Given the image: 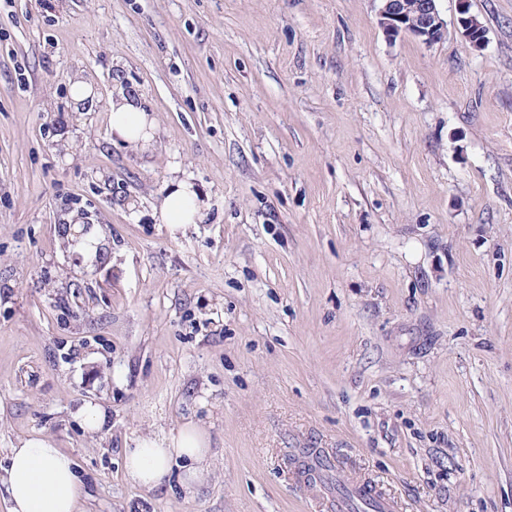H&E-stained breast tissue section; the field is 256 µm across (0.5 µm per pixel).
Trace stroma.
<instances>
[{"mask_svg": "<svg viewBox=\"0 0 512 512\" xmlns=\"http://www.w3.org/2000/svg\"><path fill=\"white\" fill-rule=\"evenodd\" d=\"M379 7L0 6V472L47 437L81 512H336L290 471L325 451L396 512H512V0H469L479 49L457 0L432 46ZM121 89L147 151L112 140ZM185 176L207 207L172 234ZM189 421L210 479L129 484L125 449ZM459 3V17L457 23L461 30L463 37L470 43V45L479 49L483 46L487 31L476 15L470 13L469 0H457ZM143 107L140 100L119 90L112 98L110 126L114 137L132 148L146 151L151 146L157 126L156 117ZM205 206L191 180L176 178L154 206L153 217L175 233L185 224H196Z\"/></svg>", "mask_w": 512, "mask_h": 512, "instance_id": "1", "label": "stroma"}]
</instances>
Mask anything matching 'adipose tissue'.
Wrapping results in <instances>:
<instances>
[{
  "label": "adipose tissue",
  "mask_w": 512,
  "mask_h": 512,
  "mask_svg": "<svg viewBox=\"0 0 512 512\" xmlns=\"http://www.w3.org/2000/svg\"><path fill=\"white\" fill-rule=\"evenodd\" d=\"M110 126L114 137L132 148L145 151L151 146L156 118L134 95L118 91L112 100ZM205 208L189 179H174L153 210L158 223L177 231L193 224ZM208 440L194 424L177 433L141 439L125 452V477L135 486L151 489L169 475L173 464H182V485L191 491L209 473ZM0 496L10 504L9 512H80L86 490L72 458L45 437L29 438L11 449L5 478H0Z\"/></svg>",
  "instance_id": "ef3b65f1"
}]
</instances>
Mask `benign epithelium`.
Instances as JSON below:
<instances>
[{"instance_id":"1","label":"benign epithelium","mask_w":512,"mask_h":512,"mask_svg":"<svg viewBox=\"0 0 512 512\" xmlns=\"http://www.w3.org/2000/svg\"><path fill=\"white\" fill-rule=\"evenodd\" d=\"M458 3L457 23L461 34L473 48L479 49L486 40V28L470 13L469 0H458ZM378 24L390 37L409 34L428 46L441 42L447 35L437 0H381Z\"/></svg>"}]
</instances>
